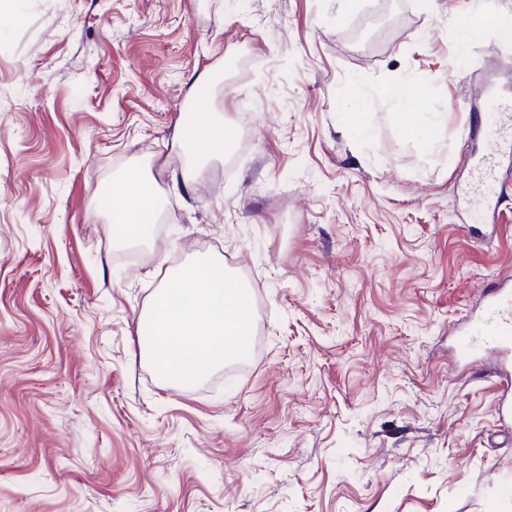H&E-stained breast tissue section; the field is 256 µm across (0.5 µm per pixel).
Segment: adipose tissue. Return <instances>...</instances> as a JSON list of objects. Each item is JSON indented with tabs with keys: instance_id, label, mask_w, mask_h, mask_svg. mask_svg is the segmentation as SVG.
Returning <instances> with one entry per match:
<instances>
[{
	"instance_id": "obj_1",
	"label": "adipose tissue",
	"mask_w": 512,
	"mask_h": 512,
	"mask_svg": "<svg viewBox=\"0 0 512 512\" xmlns=\"http://www.w3.org/2000/svg\"><path fill=\"white\" fill-rule=\"evenodd\" d=\"M215 130V125L205 124L197 126L190 134L178 131L175 142L182 158L183 170L173 175V185L187 184L202 164L223 154L225 139L216 135ZM159 205V185L152 176L135 171L114 183L112 223L115 236L128 241L150 237Z\"/></svg>"
}]
</instances>
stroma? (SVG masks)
Instances as JSON below:
<instances>
[{"mask_svg": "<svg viewBox=\"0 0 512 512\" xmlns=\"http://www.w3.org/2000/svg\"><path fill=\"white\" fill-rule=\"evenodd\" d=\"M512 0H0V504L8 512H512L493 362L459 331L512 274V188L462 165L512 75ZM484 33L458 44L463 20ZM207 70L221 83L196 93ZM420 91L410 134L386 89ZM231 142L181 193L172 138ZM151 171L153 233L112 184ZM498 199L497 231L480 211ZM199 255L250 354L192 389L135 325ZM159 205V185L152 176L133 171L114 183L112 223L115 236L128 241L150 237Z\"/></svg>", "mask_w": 512, "mask_h": 512, "instance_id": "obj_1", "label": "stroma"}]
</instances>
